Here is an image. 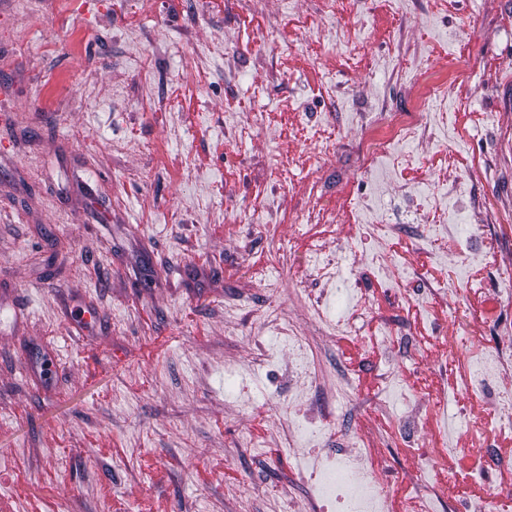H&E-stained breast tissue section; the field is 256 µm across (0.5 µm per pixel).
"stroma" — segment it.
<instances>
[{
    "mask_svg": "<svg viewBox=\"0 0 512 512\" xmlns=\"http://www.w3.org/2000/svg\"><path fill=\"white\" fill-rule=\"evenodd\" d=\"M509 271L512 0H0V512H315L311 449L512 512ZM413 130L412 123L405 116H396L384 126L378 127L368 143L373 150L383 147L389 140L397 136L406 137Z\"/></svg>",
    "mask_w": 512,
    "mask_h": 512,
    "instance_id": "1",
    "label": "stroma"
}]
</instances>
